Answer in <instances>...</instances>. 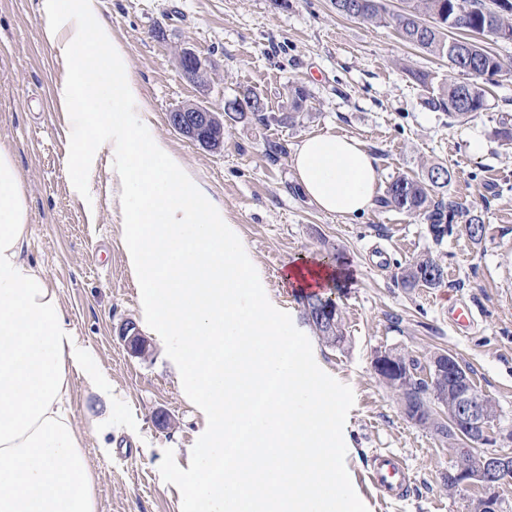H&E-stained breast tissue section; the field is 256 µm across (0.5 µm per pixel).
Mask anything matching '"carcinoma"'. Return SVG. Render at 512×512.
<instances>
[{
	"label": "carcinoma",
	"instance_id": "cac0c4a2",
	"mask_svg": "<svg viewBox=\"0 0 512 512\" xmlns=\"http://www.w3.org/2000/svg\"><path fill=\"white\" fill-rule=\"evenodd\" d=\"M455 21V30L462 31L465 36L453 38L445 29L453 10L454 0H404V8L397 12L388 11L384 0H332L336 12L348 17L365 21L383 23L392 26L400 37L425 52L448 59L452 68L465 76L479 78L482 72L501 71L498 58L486 49L483 42L472 37L475 31L488 33L487 39L512 40V14L500 16L496 10L482 5ZM415 79L428 90L425 104L436 112H446L450 116L469 118L472 114L484 109L485 101L482 90L474 82L450 81L434 82L428 73H419ZM471 88L473 96L461 103L464 89ZM232 120L265 121V104L261 97L251 89L241 93L227 104ZM451 175L444 166H432L427 171V180H414L407 176H399L387 187L383 204L400 212L421 217L429 223L430 233L435 241H442L448 232L450 219L465 216L466 232L474 241L481 240L484 225L477 216L469 215L458 202L432 194L435 188L448 186ZM443 266L431 255H425L406 266L398 281L404 288L417 286H436L442 282ZM322 300L318 295H311L304 303V319L316 336L325 345L336 347L344 342L341 316H336L334 329L326 331L319 322L316 305ZM407 367V379L400 386H391L402 406L406 417L414 420L415 413L427 406L430 381L418 374L417 360L404 357Z\"/></svg>",
	"mask_w": 512,
	"mask_h": 512
}]
</instances>
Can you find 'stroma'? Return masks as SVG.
<instances>
[{"label":"stroma","instance_id":"35a3bbf8","mask_svg":"<svg viewBox=\"0 0 512 512\" xmlns=\"http://www.w3.org/2000/svg\"><path fill=\"white\" fill-rule=\"evenodd\" d=\"M39 2L0 0V142L12 147L23 177L28 254L57 289L121 413L117 446L103 455L95 427L103 402L72 374L70 402L95 474L96 512H181V493L163 481L159 466L169 448L179 467L189 468L206 416L186 396L163 341L154 340L143 358L120 339L126 322L143 321L140 295L127 270L105 158L91 165L89 197L69 178L72 124L55 95L65 63L42 39ZM103 16L142 87L144 121L223 203L271 301L298 329L306 327L305 297L283 281L288 266L311 256L344 269L340 287L328 294L341 309L345 340L312 346L320 368L355 393L343 431L346 467L358 478L373 454L387 451L412 474L402 499L360 488L369 512H470L469 495L444 484L453 456L434 432L406 418L373 361L384 351L424 366L435 353L452 355L495 403L496 428L512 430V144L496 135L512 124V41L490 43L501 71L482 83L483 111L462 119L429 110L414 79H457L447 59L405 43L391 27L337 14L331 0H103ZM182 47L204 60L207 85L182 76ZM292 86L305 98L291 121ZM248 88L263 98L269 121L225 120L221 150L202 148L168 123L169 112L186 102L220 109ZM327 130L360 139L386 184L448 167L445 193L481 217V240L470 239L461 216L438 242L425 220L391 208L353 217L320 212L300 193L290 159L301 139ZM427 253L443 265L442 283L398 286L402 269ZM458 301L477 316L466 333L448 320ZM161 412L173 418L171 428L156 426Z\"/></svg>","mask_w":512,"mask_h":512}]
</instances>
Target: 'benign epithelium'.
Masks as SVG:
<instances>
[{
  "label": "benign epithelium",
  "instance_id": "benign-epithelium-1",
  "mask_svg": "<svg viewBox=\"0 0 512 512\" xmlns=\"http://www.w3.org/2000/svg\"><path fill=\"white\" fill-rule=\"evenodd\" d=\"M177 63L190 81L202 86L208 82L207 68L193 50L180 49ZM168 120L180 135L202 147L209 150L223 148L224 119L220 111L189 102L170 111ZM121 339L136 356H145L152 350L151 341L131 321L125 323ZM431 363L433 375L438 380L431 394L443 408L439 422L448 426V431L456 436L452 448L455 465L448 472V484L477 491L485 512H499L501 477L512 470V456L490 452L478 455L473 448L475 444L496 443L497 436L491 433L489 426L492 411L476 391L467 370L453 356L439 354L431 359ZM374 370L391 383L403 381V365L390 352L375 357Z\"/></svg>",
  "mask_w": 512,
  "mask_h": 512
}]
</instances>
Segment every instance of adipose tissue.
<instances>
[{
  "label": "adipose tissue",
  "mask_w": 512,
  "mask_h": 512,
  "mask_svg": "<svg viewBox=\"0 0 512 512\" xmlns=\"http://www.w3.org/2000/svg\"><path fill=\"white\" fill-rule=\"evenodd\" d=\"M301 193L320 211L354 216L380 194L376 158L355 137L329 131L291 155ZM28 206L11 148L0 143V512H95L94 474L73 422L68 372L77 369L114 425L112 385L88 361L60 298L24 255ZM338 268L306 260L284 276L297 293L318 292Z\"/></svg>",
  "instance_id": "ef3b65f1"
}]
</instances>
